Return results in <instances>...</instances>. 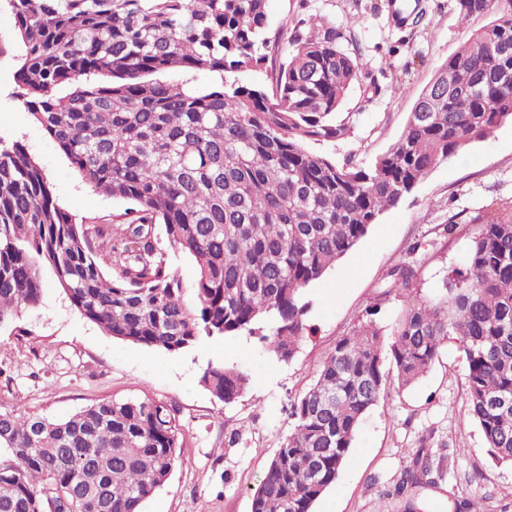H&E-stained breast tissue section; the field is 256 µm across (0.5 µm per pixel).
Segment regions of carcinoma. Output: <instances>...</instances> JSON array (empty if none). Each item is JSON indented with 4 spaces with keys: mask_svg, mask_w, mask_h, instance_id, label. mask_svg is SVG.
I'll return each instance as SVG.
<instances>
[{
    "mask_svg": "<svg viewBox=\"0 0 512 512\" xmlns=\"http://www.w3.org/2000/svg\"><path fill=\"white\" fill-rule=\"evenodd\" d=\"M21 46L24 103L91 186L130 204L113 224L77 223L18 142L0 141V327L42 300L50 270L82 316L124 341L182 352L253 338L280 362L308 326V287L442 161L512 122V0L436 71L398 140L375 161L312 148L351 131L340 109L360 62L336 27L298 22L272 69L273 93L240 75L267 68V0H6ZM494 0H454L458 21ZM213 74L206 89L197 71ZM196 262L186 285L174 267ZM418 266L386 276L404 305L339 338L291 403V431L252 494L251 512H312L336 481L386 386L419 382L454 336L469 414L512 464V206L492 210L445 291L418 293ZM201 383L232 404L237 363ZM182 425L149 396L100 400L62 420L0 412V512H142L179 459ZM428 455L393 494L419 509Z\"/></svg>",
    "mask_w": 512,
    "mask_h": 512,
    "instance_id": "obj_1",
    "label": "carcinoma"
}]
</instances>
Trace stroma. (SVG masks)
<instances>
[{
  "instance_id": "1",
  "label": "stroma",
  "mask_w": 512,
  "mask_h": 512,
  "mask_svg": "<svg viewBox=\"0 0 512 512\" xmlns=\"http://www.w3.org/2000/svg\"><path fill=\"white\" fill-rule=\"evenodd\" d=\"M390 0H268L271 37L301 19L322 17L342 32L343 48L362 69L342 107L356 115L350 134L319 152L361 166L386 152L402 134L419 93L468 34L491 15L459 24L453 0H405L422 6L415 26H396ZM19 45L8 8H0V141L22 143L42 168L57 203L77 221L106 223L125 202L91 188L28 111L16 80ZM512 200V123L439 163L334 269L311 285L310 336L289 362L277 361L252 340H207L180 354L113 338L83 318L44 272L40 305L21 309L0 328V411L64 419L103 399L144 395L172 404L182 424L179 460L143 512H250L251 495L289 432L291 403L313 383L316 369L372 304L382 321L403 307L385 296L388 270L421 243L418 289L429 297L461 267L479 219L491 204ZM455 222L454 233L444 229ZM239 363L251 377L247 393L227 405L201 377L210 362ZM466 366L448 340L426 376L411 388L388 387L360 426L335 483L313 512H403L391 491L412 465L422 441L443 476L422 490L423 512H456L478 496L484 512H512V465L490 455L468 415Z\"/></svg>"
}]
</instances>
